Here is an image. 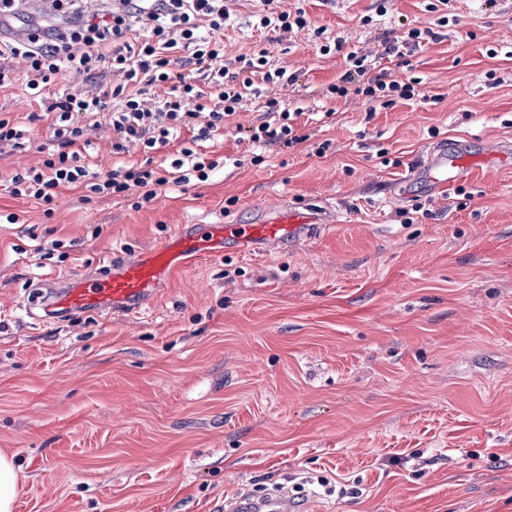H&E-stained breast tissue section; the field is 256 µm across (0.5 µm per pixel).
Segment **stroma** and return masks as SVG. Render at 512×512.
<instances>
[{
	"instance_id": "1",
	"label": "stroma",
	"mask_w": 512,
	"mask_h": 512,
	"mask_svg": "<svg viewBox=\"0 0 512 512\" xmlns=\"http://www.w3.org/2000/svg\"><path fill=\"white\" fill-rule=\"evenodd\" d=\"M385 16H377V3ZM430 0H277L308 27H254L232 0L224 57L264 49L296 81L264 84L211 144L209 180L113 199L60 190L50 207L7 180L43 164L45 121L0 145V453L13 512H218L223 500L311 476L314 512H512V159L488 157L441 194L402 188L435 147L512 143V0H450L454 24L409 61L413 100L369 112L332 94L346 54L375 68L383 33L433 26ZM344 50L319 51L315 28ZM302 110L291 149L240 128L268 99ZM102 122L97 170L112 154ZM328 143L325 155L316 147ZM329 207L333 227L292 250L191 263L141 311L45 318L36 285L99 272L205 216L257 203ZM60 248H53V241ZM18 495V474L14 463L0 454V512H12Z\"/></svg>"
}]
</instances>
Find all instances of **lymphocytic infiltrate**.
<instances>
[{
  "label": "lymphocytic infiltrate",
  "mask_w": 512,
  "mask_h": 512,
  "mask_svg": "<svg viewBox=\"0 0 512 512\" xmlns=\"http://www.w3.org/2000/svg\"><path fill=\"white\" fill-rule=\"evenodd\" d=\"M433 0L429 11L438 15L435 28L409 29L400 38L386 31L384 52L403 57L406 49L437 39L447 26ZM54 14L65 16L58 26H33L23 41L0 42V87L13 83L4 59L22 57L28 64L24 86L29 102L38 104L48 123L50 148L42 170L15 174L11 193L51 204L59 189L84 186L96 194L124 197L140 192L152 200L160 187L207 181L217 166L197 145L214 138L226 118L236 114L253 84L254 73L266 82L284 79L287 70L269 69L265 51L237 59L230 71L224 62V27L231 14L224 0H119L92 12L76 10L71 0H52ZM350 67L334 85L335 94L364 97L382 108L412 100L414 79L393 77L388 71L371 74L364 57L347 53ZM86 72L96 83L94 94L63 91L48 97L46 88L63 72ZM157 84L168 85L165 99L147 106L146 97ZM108 119L115 137L112 152L122 155L129 142H140L147 157L100 176L84 152L88 131ZM295 113L281 109L277 100L266 102L258 124L243 135L260 147L286 148L303 143L294 126ZM192 129L193 144L179 157L157 163L154 153L177 143L183 129Z\"/></svg>",
  "instance_id": "f902f5d3"
}]
</instances>
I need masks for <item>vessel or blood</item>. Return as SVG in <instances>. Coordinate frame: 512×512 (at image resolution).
I'll return each instance as SVG.
<instances>
[{
  "label": "vessel or blood",
  "mask_w": 512,
  "mask_h": 512,
  "mask_svg": "<svg viewBox=\"0 0 512 512\" xmlns=\"http://www.w3.org/2000/svg\"><path fill=\"white\" fill-rule=\"evenodd\" d=\"M470 166L464 147L444 146L430 151L421 166L409 169L404 181L425 183L439 193L462 179ZM334 221L326 207L309 204L297 211L284 204L259 210L247 224H227L220 219L181 224L148 254L113 260L109 273L74 275L50 287L44 310L60 316L91 310L136 312L165 286L169 274L216 255L219 246L266 252L284 245L296 249Z\"/></svg>",
  "instance_id": "b4317fda"
}]
</instances>
